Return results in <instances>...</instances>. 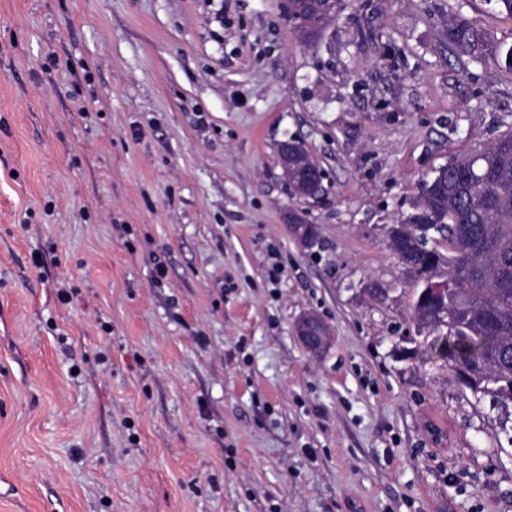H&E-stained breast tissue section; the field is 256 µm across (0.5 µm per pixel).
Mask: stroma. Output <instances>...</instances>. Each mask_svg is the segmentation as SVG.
<instances>
[{
  "label": "stroma",
  "instance_id": "stroma-1",
  "mask_svg": "<svg viewBox=\"0 0 512 512\" xmlns=\"http://www.w3.org/2000/svg\"><path fill=\"white\" fill-rule=\"evenodd\" d=\"M500 46L486 0H346L318 50L284 0H0V512H512V403L427 349L384 233L512 131ZM442 36L443 41L448 44L462 66L480 62L481 50L486 43V38L475 21L459 14L452 15L448 17V27ZM297 217L299 219H301L300 221L305 220L304 218H302L300 216H297ZM300 221L295 217V215L290 214L288 216V222L290 223V224H288L289 231L295 241H297L303 247L308 248L309 246H311L313 244V241L315 239V237H314L315 233L316 232L318 233L317 227L315 224H308V222H306V224H304L303 223L304 221L303 222H300ZM317 242H318V235L316 238V243L312 245V248L317 244ZM295 333L303 347L311 354L324 351L332 341L331 327L317 314L307 313L295 324Z\"/></svg>",
  "mask_w": 512,
  "mask_h": 512
}]
</instances>
